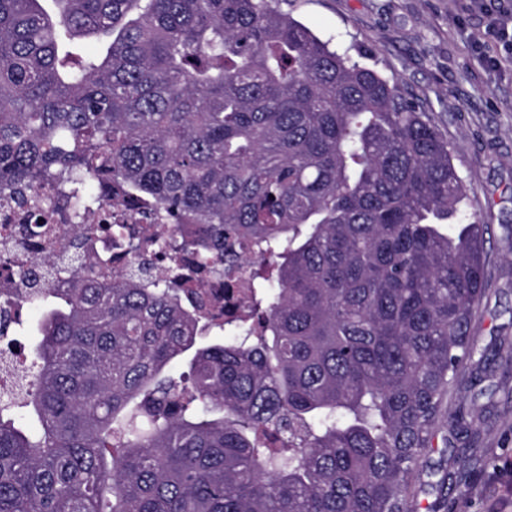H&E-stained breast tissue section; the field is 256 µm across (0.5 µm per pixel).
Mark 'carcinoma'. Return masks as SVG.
Masks as SVG:
<instances>
[{
	"label": "carcinoma",
	"instance_id": "obj_1",
	"mask_svg": "<svg viewBox=\"0 0 512 512\" xmlns=\"http://www.w3.org/2000/svg\"><path fill=\"white\" fill-rule=\"evenodd\" d=\"M44 2L0 0V198L115 184L197 225L199 270L256 256L208 346L165 246L166 279L75 243L25 291L55 304L0 395V512H413L485 293L448 139L276 0ZM432 489L462 512L466 475Z\"/></svg>",
	"mask_w": 512,
	"mask_h": 512
}]
</instances>
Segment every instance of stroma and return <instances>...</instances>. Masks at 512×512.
<instances>
[{
  "label": "stroma",
  "mask_w": 512,
  "mask_h": 512,
  "mask_svg": "<svg viewBox=\"0 0 512 512\" xmlns=\"http://www.w3.org/2000/svg\"><path fill=\"white\" fill-rule=\"evenodd\" d=\"M321 39L397 78L447 136L467 187L468 220L485 224V295L471 334L484 358L456 404L481 408L477 433L436 441L426 466L477 454L467 512H512V51L487 35L471 0H278Z\"/></svg>",
  "instance_id": "1"
}]
</instances>
